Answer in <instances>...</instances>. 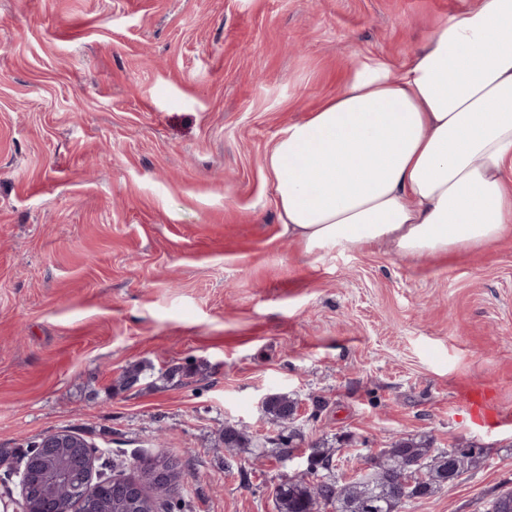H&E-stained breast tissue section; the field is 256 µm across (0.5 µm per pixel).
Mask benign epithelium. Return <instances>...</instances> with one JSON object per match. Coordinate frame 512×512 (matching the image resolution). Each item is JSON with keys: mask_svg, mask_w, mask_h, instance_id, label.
Returning a JSON list of instances; mask_svg holds the SVG:
<instances>
[{"mask_svg": "<svg viewBox=\"0 0 512 512\" xmlns=\"http://www.w3.org/2000/svg\"><path fill=\"white\" fill-rule=\"evenodd\" d=\"M40 448L38 457L22 459L15 466L19 491L15 497L0 498V512H84L83 502L103 487L110 490L113 500L146 497L140 481L101 472L92 445L70 431L43 436ZM177 473L183 474V469L173 458L155 461L149 468L151 480L165 486L174 484Z\"/></svg>", "mask_w": 512, "mask_h": 512, "instance_id": "1", "label": "benign epithelium"}]
</instances>
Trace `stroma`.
<instances>
[{"instance_id": "1", "label": "stroma", "mask_w": 512, "mask_h": 512, "mask_svg": "<svg viewBox=\"0 0 512 512\" xmlns=\"http://www.w3.org/2000/svg\"><path fill=\"white\" fill-rule=\"evenodd\" d=\"M477 2L0 0V457L70 430L124 451L120 477L141 452L179 458L186 512H277L312 443L348 482L425 437L484 459L406 512L512 490V426L457 393L512 411V239L309 255L264 166L357 59L405 60ZM275 392L298 401L290 460L265 449ZM228 425L249 447H225Z\"/></svg>"}]
</instances>
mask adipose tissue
Wrapping results in <instances>:
<instances>
[{"instance_id": "ef3b65f1", "label": "adipose tissue", "mask_w": 512, "mask_h": 512, "mask_svg": "<svg viewBox=\"0 0 512 512\" xmlns=\"http://www.w3.org/2000/svg\"><path fill=\"white\" fill-rule=\"evenodd\" d=\"M264 164L307 253L421 258L512 237V0L449 17L403 62L360 58Z\"/></svg>"}]
</instances>
